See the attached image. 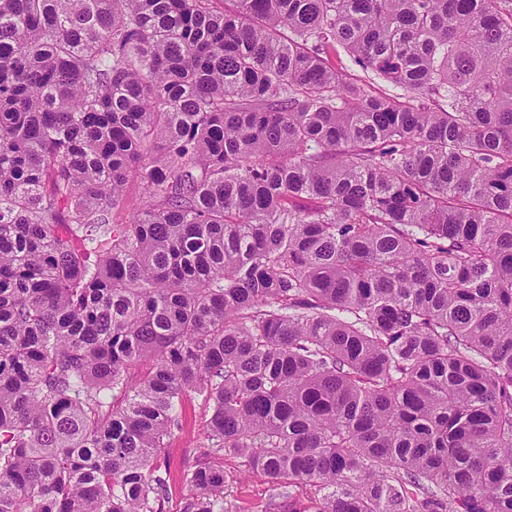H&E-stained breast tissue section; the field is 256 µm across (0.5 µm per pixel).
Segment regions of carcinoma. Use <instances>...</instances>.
Masks as SVG:
<instances>
[{
  "label": "carcinoma",
  "mask_w": 512,
  "mask_h": 512,
  "mask_svg": "<svg viewBox=\"0 0 512 512\" xmlns=\"http://www.w3.org/2000/svg\"><path fill=\"white\" fill-rule=\"evenodd\" d=\"M210 2L0 0V512H512V0ZM177 411L182 423L168 448L169 491L164 502L165 512H181L187 489L182 481L184 470L199 456L200 448L207 444L206 426L211 416L209 402L202 396L184 399ZM241 462L234 455L224 456V470L230 477L226 499L240 511L263 510L272 493L271 484L263 474L246 471Z\"/></svg>",
  "instance_id": "cac0c4a2"
}]
</instances>
